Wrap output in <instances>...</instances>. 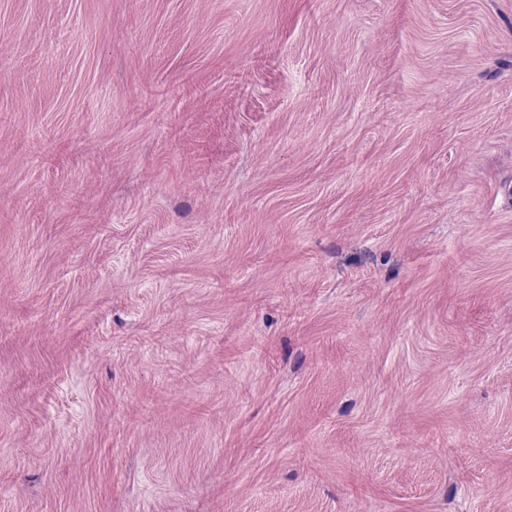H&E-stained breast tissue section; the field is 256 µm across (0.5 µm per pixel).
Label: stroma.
Wrapping results in <instances>:
<instances>
[{"label": "stroma", "mask_w": 512, "mask_h": 512, "mask_svg": "<svg viewBox=\"0 0 512 512\" xmlns=\"http://www.w3.org/2000/svg\"><path fill=\"white\" fill-rule=\"evenodd\" d=\"M0 512H512V0H0Z\"/></svg>", "instance_id": "obj_1"}]
</instances>
